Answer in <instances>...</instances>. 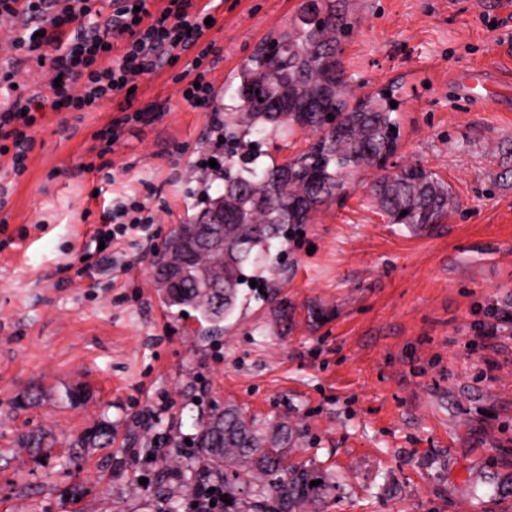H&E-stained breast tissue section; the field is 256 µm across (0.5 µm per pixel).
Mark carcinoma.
I'll return each mask as SVG.
<instances>
[{
	"instance_id": "obj_1",
	"label": "carcinoma",
	"mask_w": 512,
	"mask_h": 512,
	"mask_svg": "<svg viewBox=\"0 0 512 512\" xmlns=\"http://www.w3.org/2000/svg\"><path fill=\"white\" fill-rule=\"evenodd\" d=\"M344 28L336 8L303 0L288 32L267 36L234 75V104L224 106V120L215 126L224 149L218 175L224 192L204 194L197 216L177 225L152 256L154 285L164 303L198 312L203 337L236 309L243 283L262 277L256 256L341 196L352 172L381 168L398 149L394 90L354 102L340 67L328 64ZM306 131L312 137L305 149L280 163L261 162L267 156L263 140L286 141ZM371 190L390 223L414 230L439 223L459 206L448 183L420 163L380 176ZM170 268L183 271L178 292L167 282ZM149 444L166 465L183 469L189 485L201 463L223 476L231 501L224 512H308L336 494L316 466L288 463V432L278 429L263 439L233 407L201 420L188 444L166 431ZM187 446L194 451L180 459L164 453ZM243 472L254 483L246 498L237 484ZM315 480L320 484L310 485Z\"/></svg>"
}]
</instances>
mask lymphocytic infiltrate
<instances>
[{"label":"lymphocytic infiltrate","mask_w":512,"mask_h":512,"mask_svg":"<svg viewBox=\"0 0 512 512\" xmlns=\"http://www.w3.org/2000/svg\"><path fill=\"white\" fill-rule=\"evenodd\" d=\"M97 2L0 0L1 17L22 21L12 42L16 65H46L61 78L59 86L41 93L16 86L13 67L0 68V177L15 182L27 172L46 111L92 112L105 100L123 97L128 113L100 132L108 142L117 140L123 125L148 122L150 110L133 106L131 79L156 73L176 59L185 61L180 73L186 81L184 102L211 106L212 86L205 75L213 46L203 41L208 9L198 0H166L154 13L151 0H112V14L102 22ZM153 222L147 199L114 198L90 244L79 251L83 271L124 267L119 247L137 233L144 249H151Z\"/></svg>","instance_id":"f902f5d3"}]
</instances>
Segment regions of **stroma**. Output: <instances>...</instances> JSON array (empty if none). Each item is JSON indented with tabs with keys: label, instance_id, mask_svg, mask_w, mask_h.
<instances>
[{
	"label": "stroma",
	"instance_id": "35a3bbf8",
	"mask_svg": "<svg viewBox=\"0 0 512 512\" xmlns=\"http://www.w3.org/2000/svg\"><path fill=\"white\" fill-rule=\"evenodd\" d=\"M300 2L214 0L212 111L169 69L135 78L153 118L112 146L95 134L119 100L47 112L4 209L28 235L0 252V512H160L157 477L186 490L148 457L156 424L187 437L228 405L259 431L288 426L293 460L336 484L320 512H512V323L475 337L488 308L512 315V0H335L353 94L402 83L388 169L421 163L459 201L441 223H390L377 170L359 171L274 243L264 290L242 288L205 339L161 300L141 248L124 246L126 272L66 268L113 197L150 196L162 239L194 217L224 89Z\"/></svg>",
	"mask_w": 512,
	"mask_h": 512
}]
</instances>
